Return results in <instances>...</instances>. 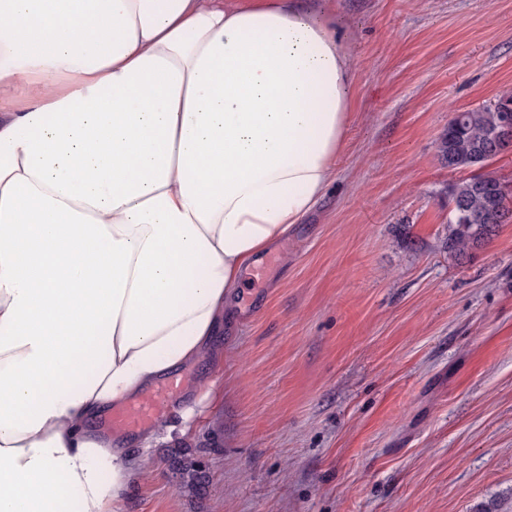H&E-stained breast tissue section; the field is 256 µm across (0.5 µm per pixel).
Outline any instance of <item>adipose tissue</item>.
<instances>
[{"label": "adipose tissue", "mask_w": 512, "mask_h": 512, "mask_svg": "<svg viewBox=\"0 0 512 512\" xmlns=\"http://www.w3.org/2000/svg\"><path fill=\"white\" fill-rule=\"evenodd\" d=\"M327 0H0V512H119L91 421L216 358L320 202L357 72Z\"/></svg>", "instance_id": "ef3b65f1"}]
</instances>
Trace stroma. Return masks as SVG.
I'll return each mask as SVG.
<instances>
[{
	"mask_svg": "<svg viewBox=\"0 0 512 512\" xmlns=\"http://www.w3.org/2000/svg\"><path fill=\"white\" fill-rule=\"evenodd\" d=\"M329 5L358 70L336 179L237 290L212 384L184 368L135 444L153 472L123 512H512V221L466 259L445 247L449 184H512V147L462 169L437 151L512 89V0ZM173 466L180 474L183 481L190 484L192 487L198 485L203 476L202 465L198 462L177 456L173 457Z\"/></svg>",
	"mask_w": 512,
	"mask_h": 512,
	"instance_id": "obj_1",
	"label": "stroma"
}]
</instances>
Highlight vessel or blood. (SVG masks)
Returning <instances> with one entry per match:
<instances>
[{"mask_svg": "<svg viewBox=\"0 0 512 512\" xmlns=\"http://www.w3.org/2000/svg\"><path fill=\"white\" fill-rule=\"evenodd\" d=\"M183 385L182 377H168L137 401L114 409L108 419L113 433L132 436L145 430L164 413L168 397L178 394Z\"/></svg>", "mask_w": 512, "mask_h": 512, "instance_id": "vessel-or-blood-1", "label": "vessel or blood"}]
</instances>
